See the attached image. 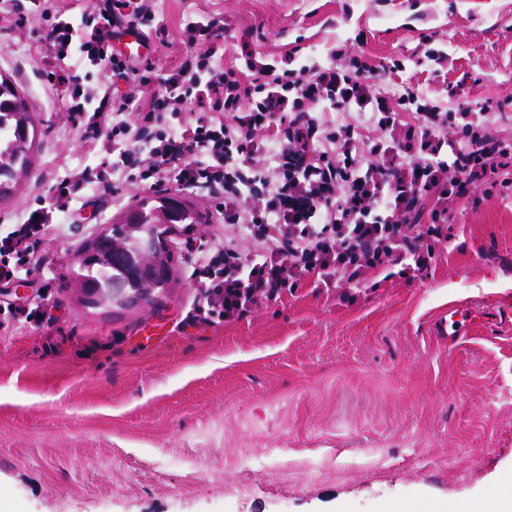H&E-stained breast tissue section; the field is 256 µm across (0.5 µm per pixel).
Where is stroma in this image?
Returning a JSON list of instances; mask_svg holds the SVG:
<instances>
[{
  "instance_id": "obj_1",
  "label": "stroma",
  "mask_w": 512,
  "mask_h": 512,
  "mask_svg": "<svg viewBox=\"0 0 512 512\" xmlns=\"http://www.w3.org/2000/svg\"><path fill=\"white\" fill-rule=\"evenodd\" d=\"M156 70L185 52L191 15L224 18L225 64L242 49L298 68L333 50L375 67L387 93L444 106L500 107L512 119V0H153ZM47 26L0 13V72L40 120L30 173L0 201V238L49 206L58 180L112 174V143L89 148L56 78L107 84L46 54ZM405 68L392 72L394 61ZM91 218L53 213L35 292L44 318L0 334V503L9 512H381L417 497L490 503L512 471V326L478 327L456 347L432 323L465 304L490 315L512 280V197L467 186L448 241L421 265L368 270L356 284L315 277L243 315L198 320L200 247L246 230L181 224L175 281L152 302L88 306L71 276L85 241L120 223L145 191L116 182Z\"/></svg>"
}]
</instances>
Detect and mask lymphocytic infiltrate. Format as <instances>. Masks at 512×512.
<instances>
[{
  "label": "lymphocytic infiltrate",
  "instance_id": "f902f5d3",
  "mask_svg": "<svg viewBox=\"0 0 512 512\" xmlns=\"http://www.w3.org/2000/svg\"><path fill=\"white\" fill-rule=\"evenodd\" d=\"M39 9L49 22L46 52L125 86L116 96L66 80L70 119L87 146L111 137L115 175L149 190L175 175L216 200L220 223L248 229L250 253L228 242L196 258L204 317L230 319L303 277L327 286L353 281L363 270L416 257L422 241L442 244L448 206L465 183L490 177L500 195H512L501 113L486 105L444 110L412 88L387 96L375 87L376 71L346 49L322 66L291 69L248 56L243 67H228L223 19L192 16L183 27L192 53L163 73L110 48L122 26L158 31L151 0H101L92 14L58 11L55 0H41ZM153 84L159 93L143 99ZM191 101L223 112V120L187 116ZM317 106L333 119L318 121ZM267 143L277 147L270 171L254 163ZM94 182L112 195L111 180L84 170L53 185L51 209H37L0 239L1 284L41 270L39 234L50 210L69 212L83 185ZM424 216V237L407 234L406 225Z\"/></svg>",
  "mask_w": 512,
  "mask_h": 512
}]
</instances>
